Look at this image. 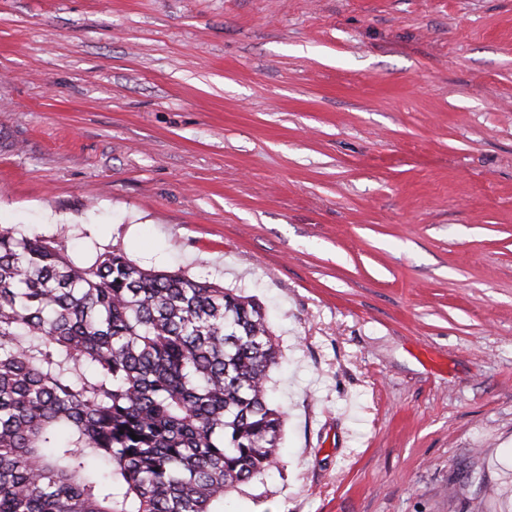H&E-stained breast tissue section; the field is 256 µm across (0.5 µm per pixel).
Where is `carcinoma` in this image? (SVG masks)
<instances>
[{"instance_id":"1","label":"carcinoma","mask_w":512,"mask_h":512,"mask_svg":"<svg viewBox=\"0 0 512 512\" xmlns=\"http://www.w3.org/2000/svg\"><path fill=\"white\" fill-rule=\"evenodd\" d=\"M281 357L249 295L1 224L0 512H223L281 462Z\"/></svg>"}]
</instances>
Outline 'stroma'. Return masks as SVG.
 Instances as JSON below:
<instances>
[{
    "label": "stroma",
    "mask_w": 512,
    "mask_h": 512,
    "mask_svg": "<svg viewBox=\"0 0 512 512\" xmlns=\"http://www.w3.org/2000/svg\"><path fill=\"white\" fill-rule=\"evenodd\" d=\"M0 224L266 307L225 512H512V0H0Z\"/></svg>",
    "instance_id": "obj_1"
}]
</instances>
